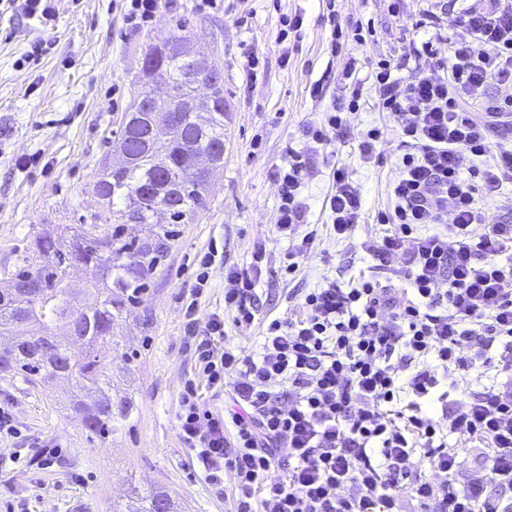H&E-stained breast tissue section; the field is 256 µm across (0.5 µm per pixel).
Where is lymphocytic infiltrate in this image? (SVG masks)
<instances>
[{"label": "lymphocytic infiltrate", "mask_w": 512, "mask_h": 512, "mask_svg": "<svg viewBox=\"0 0 512 512\" xmlns=\"http://www.w3.org/2000/svg\"><path fill=\"white\" fill-rule=\"evenodd\" d=\"M447 41L441 73L408 66L436 56L428 39L372 74L404 150L395 206L378 216L392 230L368 247L375 276L305 293L298 314L268 322L250 353L226 346L225 326L255 322L265 248L249 269L228 270L224 310L204 321L195 300L215 254L199 260L183 310L197 376L181 393L177 430L212 482L233 473V512H512V265L498 261L512 224L488 223L477 205L512 182V140L493 138L512 119V97L488 92L512 84V0H474ZM486 155L490 169L464 171L465 158ZM306 175L303 152L289 150L276 230L301 240L284 255L290 272L314 243L299 233ZM334 180L326 206L346 238L361 190L345 169ZM395 261L406 287L387 277ZM405 362L413 370L402 378ZM487 366L497 378L483 392L460 386V374ZM201 378L230 387L232 408L206 406Z\"/></svg>", "instance_id": "1"}]
</instances>
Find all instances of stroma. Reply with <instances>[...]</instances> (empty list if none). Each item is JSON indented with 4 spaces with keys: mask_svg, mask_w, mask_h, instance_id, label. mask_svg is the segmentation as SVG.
<instances>
[{
    "mask_svg": "<svg viewBox=\"0 0 512 512\" xmlns=\"http://www.w3.org/2000/svg\"><path fill=\"white\" fill-rule=\"evenodd\" d=\"M431 0H224L223 10L199 0H166L149 25L127 26L119 0H55L49 17L25 14L0 0V283L21 266L36 232L60 224H92L93 190L110 151L151 37L180 32L190 46L224 69V163L208 187V206L181 225L166 260L154 271L137 311L140 324L124 326L121 344L136 351L131 363L112 356L117 394L135 395L138 414L115 440L83 432L67 410L73 383L39 384L17 375L0 378V400L11 403L19 438L0 440V512H112L131 488L166 487L186 512H228L232 473L212 484L193 467L176 427L183 384L194 373L184 345L183 300L194 286L193 259L214 250L198 316L224 307L225 273L246 269L265 247L256 285L260 322L227 325V346L251 348L262 320L296 314L305 292L336 280L354 286L369 276L365 250L386 232L378 212L395 205L402 149L395 124L379 111L370 79L373 64L422 40L415 29ZM301 15L302 36L280 41L281 15ZM367 27L365 40L331 50L333 27ZM259 63L249 68L248 54ZM355 66L360 109L349 115L344 137L319 144L303 128L324 112L346 108L352 85L342 73ZM354 79V80H355ZM322 93L312 96V84ZM383 132L371 161L360 155L358 134ZM303 151L307 177L302 196L307 231L315 235L296 273L280 261L287 238L277 236L276 175L288 149ZM346 167L361 189L363 214L349 238H337L323 200L334 168ZM42 448L55 457H39Z\"/></svg>",
    "mask_w": 512,
    "mask_h": 512,
    "instance_id": "35a3bbf8",
    "label": "stroma"
}]
</instances>
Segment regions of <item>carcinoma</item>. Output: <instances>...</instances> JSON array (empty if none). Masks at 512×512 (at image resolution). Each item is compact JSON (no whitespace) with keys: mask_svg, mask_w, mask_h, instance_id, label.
<instances>
[{"mask_svg":"<svg viewBox=\"0 0 512 512\" xmlns=\"http://www.w3.org/2000/svg\"><path fill=\"white\" fill-rule=\"evenodd\" d=\"M170 46L167 56L156 59L153 70L167 82L170 97L164 111L178 117L179 128L163 122L149 126L139 123L142 138H117V150H130L126 165L105 163L96 184L100 206L99 224H61L55 231L36 235L30 242L24 267L0 289V335L30 338L57 337L59 351L70 352V340L57 332L71 326L81 329L83 350L74 358L75 390L70 409L82 428L100 438L116 437L130 428L135 410L129 396L112 399V352L120 342L114 329L142 302L148 279L168 255L179 234L178 224H186L204 207L208 181L203 172L190 173L182 166L189 151L202 146L212 148L224 142V87L213 91L214 106L197 125L188 105L192 97L185 75L195 70L192 61L182 56L183 38L175 34L159 39ZM137 220L150 226L142 239L126 236L125 224ZM91 265L99 276L94 283L96 303L79 309L67 285L72 263ZM20 279H35L45 291L29 299L19 297L12 284ZM1 373H21L29 380L51 379L53 367L31 358L20 345L0 361ZM167 512H177L168 492L159 488L130 491L123 506L112 512H157L160 504Z\"/></svg>","mask_w":512,"mask_h":512,"instance_id":"carcinoma-1","label":"carcinoma"}]
</instances>
